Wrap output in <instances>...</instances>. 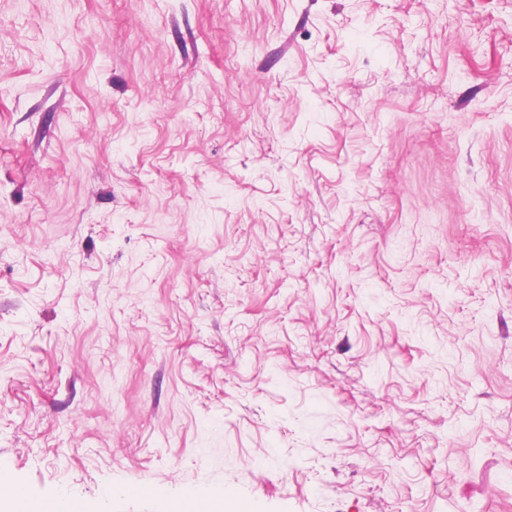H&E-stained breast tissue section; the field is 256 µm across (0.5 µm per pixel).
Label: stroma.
Here are the masks:
<instances>
[{"label":"stroma","instance_id":"1","mask_svg":"<svg viewBox=\"0 0 512 512\" xmlns=\"http://www.w3.org/2000/svg\"><path fill=\"white\" fill-rule=\"evenodd\" d=\"M0 471L512 512V0H0Z\"/></svg>","mask_w":512,"mask_h":512}]
</instances>
